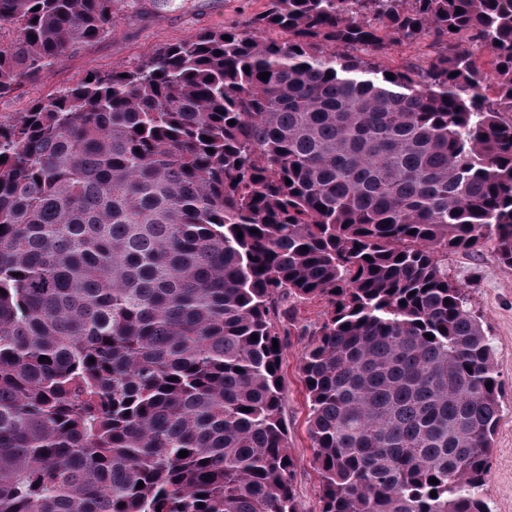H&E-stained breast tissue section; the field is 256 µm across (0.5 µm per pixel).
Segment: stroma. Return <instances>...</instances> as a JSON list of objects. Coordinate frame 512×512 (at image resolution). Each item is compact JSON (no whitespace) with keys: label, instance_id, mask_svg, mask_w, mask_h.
<instances>
[{"label":"stroma","instance_id":"1","mask_svg":"<svg viewBox=\"0 0 512 512\" xmlns=\"http://www.w3.org/2000/svg\"><path fill=\"white\" fill-rule=\"evenodd\" d=\"M266 4L267 0H122L110 37L64 57L49 74L23 82L12 96L0 100V113L25 111L33 99L59 92L88 73L132 67L148 53L195 34L246 27ZM447 263L449 276L465 286L470 306L493 342L500 420L487 497L491 512H512V269L499 262L489 244L476 252H449ZM283 341L282 416L288 450L298 461L296 493L303 512H320V475L312 462L306 387L298 370L308 339L287 335Z\"/></svg>","mask_w":512,"mask_h":512}]
</instances>
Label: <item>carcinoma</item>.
<instances>
[{
    "mask_svg": "<svg viewBox=\"0 0 512 512\" xmlns=\"http://www.w3.org/2000/svg\"><path fill=\"white\" fill-rule=\"evenodd\" d=\"M119 2L0 0V99ZM506 112L512 0H268L1 119L0 512H302L288 300L324 307L320 512H490L494 350L443 257L512 268Z\"/></svg>",
    "mask_w": 512,
    "mask_h": 512,
    "instance_id": "obj_1",
    "label": "carcinoma"
}]
</instances>
